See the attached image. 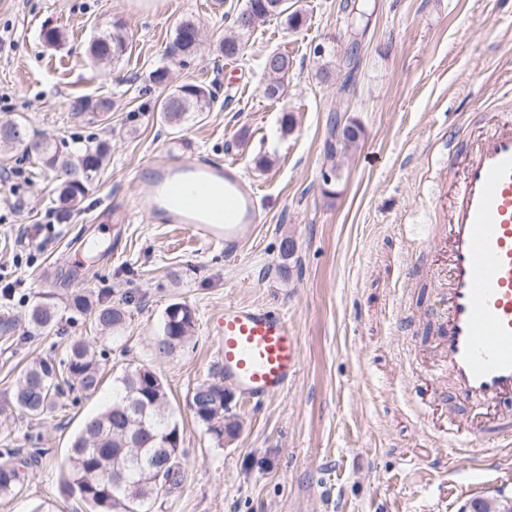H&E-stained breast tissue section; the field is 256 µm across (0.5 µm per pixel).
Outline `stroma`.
I'll return each mask as SVG.
<instances>
[{
  "label": "stroma",
  "instance_id": "stroma-1",
  "mask_svg": "<svg viewBox=\"0 0 512 512\" xmlns=\"http://www.w3.org/2000/svg\"><path fill=\"white\" fill-rule=\"evenodd\" d=\"M245 0H0V123L24 121L32 137L77 143L109 139L111 160L68 223L48 217L54 181L34 157L0 150V449H43L42 465L0 512H84L62 495L66 461L83 419L112 401L126 369L150 366L165 382L186 457L154 512H459L467 502L512 493V449L448 453V426L490 418L448 397L434 374L443 322L447 196L474 138L512 114V0H371L354 90L339 102V55L348 44L340 0H294L298 29L273 20L228 59L220 43ZM192 21L199 50L173 65L177 83L216 88L210 111L182 123L153 110L166 94L150 80L176 27ZM121 22L127 49L113 67L92 64L90 40ZM63 40L45 47L40 32ZM333 43L329 59L314 54ZM292 60L283 97L264 96L263 60ZM329 66L330 76L318 75ZM110 111L76 113L80 97ZM293 129L282 133L283 114ZM355 122L356 146L325 180L328 119ZM215 165L234 163L257 193L262 224L247 229L237 256L191 237L186 225L156 224L136 199L152 194L169 151ZM295 250L282 256L283 239ZM85 288L121 303L129 320L97 347L104 384L95 394L64 389L55 409L30 418L9 403L22 368L61 358L90 335L72 318L68 293ZM55 305L57 327L27 337V313ZM189 305L187 344L155 358L165 309ZM264 304L288 315L301 346L299 371L283 394L258 406L232 400L238 428L219 443L186 403L214 371L215 319L228 303Z\"/></svg>",
  "mask_w": 512,
  "mask_h": 512
}]
</instances>
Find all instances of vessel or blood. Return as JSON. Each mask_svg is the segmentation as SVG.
<instances>
[{
  "label": "vessel or blood",
  "instance_id": "1",
  "mask_svg": "<svg viewBox=\"0 0 512 512\" xmlns=\"http://www.w3.org/2000/svg\"><path fill=\"white\" fill-rule=\"evenodd\" d=\"M159 178L169 201L137 205L158 224H183L191 235L233 254L244 226L262 223L254 192L229 169L172 156ZM448 298L440 371L452 393L475 408L512 401V118L482 133L452 191L447 224ZM216 333V364L241 401L258 405L296 377L301 348L287 316L266 307L225 305ZM512 445V416L461 435L455 452Z\"/></svg>",
  "mask_w": 512,
  "mask_h": 512
}]
</instances>
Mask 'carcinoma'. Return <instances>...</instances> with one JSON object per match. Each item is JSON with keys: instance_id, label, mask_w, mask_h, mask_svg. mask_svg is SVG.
Segmentation results:
<instances>
[{"instance_id": "carcinoma-1", "label": "carcinoma", "mask_w": 512, "mask_h": 512, "mask_svg": "<svg viewBox=\"0 0 512 512\" xmlns=\"http://www.w3.org/2000/svg\"><path fill=\"white\" fill-rule=\"evenodd\" d=\"M276 0H246L232 19L234 35L224 38L221 52L226 58L243 54L241 37L273 19L297 29L304 23L298 9L285 3L274 9ZM342 11L348 23L349 46L343 54L344 78L337 94H350L354 73L358 66L360 43L367 31L372 12L369 0H343ZM198 30L193 22H182L166 47L164 57L177 55L182 62L192 57L198 47ZM127 48V36L120 24L112 30L94 37L90 55L96 63L119 60ZM276 72L265 70L267 82L263 94L279 99L284 93V79L291 69L290 59L284 53ZM216 99L213 89L184 83L175 86L163 97L157 107L160 117L178 124L192 112H208ZM108 101L78 98L73 104L75 112H107ZM338 119L330 120L329 137L325 143V158L330 171H335V158L339 151L355 143L361 128L351 123L337 130ZM19 148L35 156L42 170L54 174L56 212L66 217L78 209L94 185L103 160L109 151L105 140L91 142L78 148L68 158L59 155L56 144L34 139L27 126L12 122L0 126V148ZM70 310L89 318L96 336L70 343L60 361L38 359L28 363L20 372L10 403L33 418L50 412L60 391L59 378L63 375L76 382L87 393L100 390L103 373L95 359L93 348L97 341L112 337L126 324V310L109 304L105 299H94L86 289L79 288L67 298ZM30 333L53 327L58 322L56 309L49 304H37L28 313ZM193 328V312L181 302L167 306L162 333L154 343V355L166 358L182 348ZM122 395L99 413L87 418L75 436L68 459V479L61 491L75 495L86 506V512H151L164 485L175 476L185 458L179 425L173 418L164 381L149 366H137L121 378ZM193 391L207 398L200 407L190 406L194 417L216 441L224 435H233L238 427L230 404L224 402V373L198 383ZM42 452L23 456L18 450H6L0 456V497H9L25 483L28 471L39 464Z\"/></svg>"}]
</instances>
